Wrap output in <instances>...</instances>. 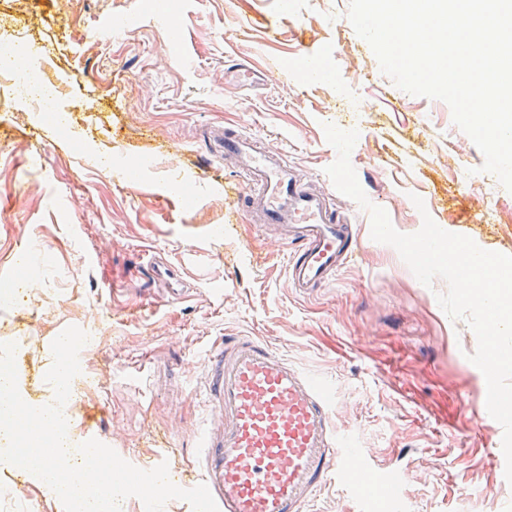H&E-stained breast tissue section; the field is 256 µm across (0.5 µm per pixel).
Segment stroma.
Listing matches in <instances>:
<instances>
[{"label": "stroma", "mask_w": 512, "mask_h": 512, "mask_svg": "<svg viewBox=\"0 0 512 512\" xmlns=\"http://www.w3.org/2000/svg\"><path fill=\"white\" fill-rule=\"evenodd\" d=\"M349 0H0V29L40 47L62 89L71 129L13 100L0 78V277L28 244L42 261L13 302H0V344L16 346L21 395H45L55 337L91 339L72 408L105 405L97 438L134 466L164 455L176 478L201 476V432L220 421L204 404L206 353L227 336H260L327 380L339 433L382 466L407 470L411 512H512V485L493 459L502 442L477 418L486 381L470 362L477 337L452 321L391 246L358 221L361 251L317 295L290 287L274 229L234 213L242 179L212 134L235 126L331 187L337 158L323 126L358 131L350 160L369 200L400 232L430 214L442 229L512 256V193L480 170L484 157L446 103L384 75L347 18ZM184 32L174 45L169 26ZM323 79L306 81L303 51ZM246 58L265 85L224 81ZM358 111H351L347 98ZM144 170L130 187L121 173ZM420 196L417 210L411 195ZM158 255L178 267L186 302L152 286ZM0 512H64L32 474L0 463Z\"/></svg>", "instance_id": "35a3bbf8"}]
</instances>
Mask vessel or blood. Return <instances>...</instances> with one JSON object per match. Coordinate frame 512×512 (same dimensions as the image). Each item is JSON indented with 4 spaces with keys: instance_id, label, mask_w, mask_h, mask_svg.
<instances>
[{
    "instance_id": "vessel-or-blood-1",
    "label": "vessel or blood",
    "mask_w": 512,
    "mask_h": 512,
    "mask_svg": "<svg viewBox=\"0 0 512 512\" xmlns=\"http://www.w3.org/2000/svg\"><path fill=\"white\" fill-rule=\"evenodd\" d=\"M241 86L259 84L260 71L240 62L227 70ZM224 159L243 170L237 199L258 229L276 228L286 245L288 280L299 293L329 285L355 255L353 224L336 209L331 195L309 190L295 167L242 133L221 139ZM154 285L173 299L186 295L172 287L167 261L151 258ZM204 393L224 420L219 435L207 436L203 481L219 512H305L336 477L402 506L403 477L395 469H375L351 438L336 430L333 398L315 377L256 336H228L212 347L205 366Z\"/></svg>"
}]
</instances>
